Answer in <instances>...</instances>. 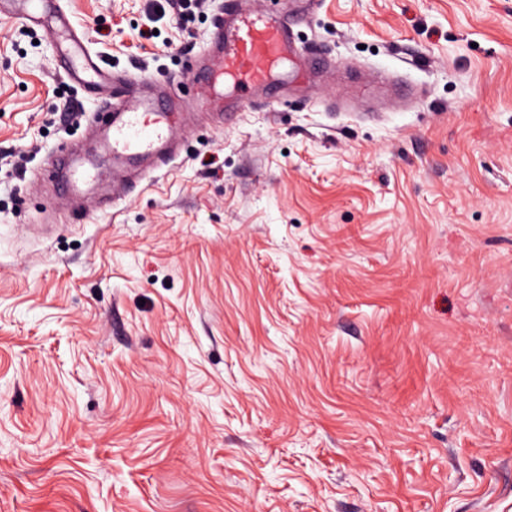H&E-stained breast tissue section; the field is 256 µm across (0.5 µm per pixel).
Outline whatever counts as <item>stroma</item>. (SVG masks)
Segmentation results:
<instances>
[{
	"label": "stroma",
	"mask_w": 512,
	"mask_h": 512,
	"mask_svg": "<svg viewBox=\"0 0 512 512\" xmlns=\"http://www.w3.org/2000/svg\"><path fill=\"white\" fill-rule=\"evenodd\" d=\"M184 2L60 0L178 102L79 205L112 101L0 12V512H512V0H320L229 126ZM97 180V170L92 162L75 163L71 168L64 194L80 192Z\"/></svg>",
	"instance_id": "stroma-1"
}]
</instances>
